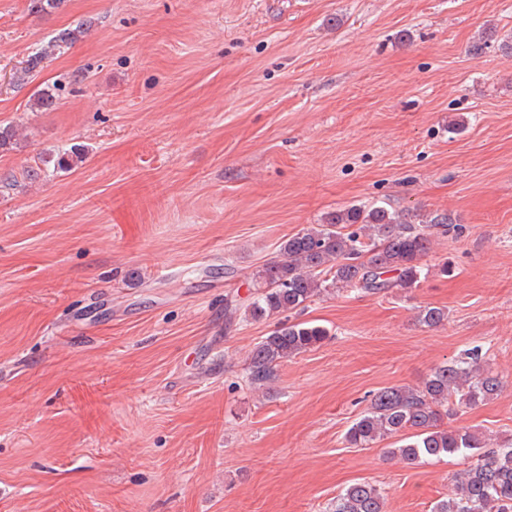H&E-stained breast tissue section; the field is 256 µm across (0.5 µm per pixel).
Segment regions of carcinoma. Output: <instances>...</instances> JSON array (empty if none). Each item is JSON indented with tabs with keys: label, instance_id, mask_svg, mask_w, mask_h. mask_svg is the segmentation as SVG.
I'll return each instance as SVG.
<instances>
[{
	"label": "carcinoma",
	"instance_id": "carcinoma-1",
	"mask_svg": "<svg viewBox=\"0 0 512 512\" xmlns=\"http://www.w3.org/2000/svg\"><path fill=\"white\" fill-rule=\"evenodd\" d=\"M87 28L79 24L41 45L16 75L23 82L50 56L79 41ZM57 105L55 90H44L32 103L36 111ZM84 147L74 145L48 158L59 170L85 160ZM445 216L429 220L414 211L382 205L351 204L308 224L281 244L280 256L252 277L256 296L246 307L255 319L296 311L324 292L356 288L370 294L417 287L429 274L422 264L435 235L450 230ZM448 319L445 309L426 306L417 321L427 328ZM326 328L309 322H286L254 347L248 361L251 383L274 380L277 368L327 339ZM501 380L484 368L474 347L460 359L436 367L418 388L385 387L376 392L364 413L345 434L356 448L386 438H399L389 454L407 464H423L443 456H461L469 463L454 475L453 489L432 512H512V442L490 447L479 433L442 425L451 407L468 408L498 394ZM332 512H384L375 485L355 482L332 505Z\"/></svg>",
	"mask_w": 512,
	"mask_h": 512
}]
</instances>
